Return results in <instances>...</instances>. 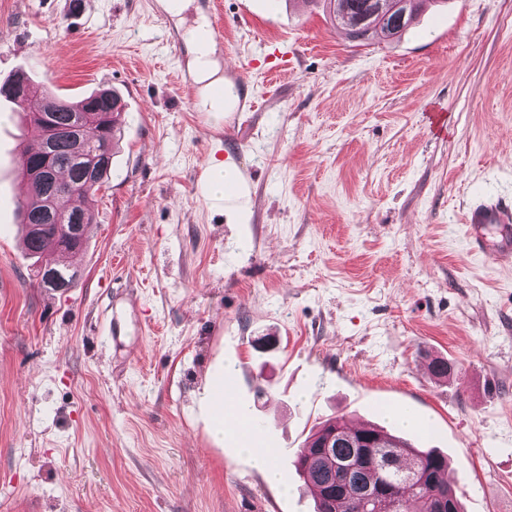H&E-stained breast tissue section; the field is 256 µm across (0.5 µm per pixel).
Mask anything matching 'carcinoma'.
Wrapping results in <instances>:
<instances>
[{"label":"carcinoma","instance_id":"carcinoma-1","mask_svg":"<svg viewBox=\"0 0 512 512\" xmlns=\"http://www.w3.org/2000/svg\"><path fill=\"white\" fill-rule=\"evenodd\" d=\"M346 13L336 16L332 0H324L326 10L336 25L344 28L348 36L364 43L383 33V38L399 37L419 11L421 2L411 8L405 19L394 12L380 27L372 23L357 25L375 7L387 0H344ZM16 94L4 92V87L15 83L10 78L0 84V97L17 102L25 99L31 87L30 77ZM125 104L121 95L102 88L83 99L72 102L55 95L45 96L39 112L50 115L57 129V137L49 155L20 150L23 171L29 164H46V176L56 188L53 207L55 214L70 215L78 208L87 217L88 224L76 243H71L70 232H40L33 225L41 223L46 210L47 188L39 180L29 179L31 196L18 203L25 251L39 263V271H56L64 278L63 288L71 287L77 272L66 264L67 256L81 250L88 240L89 225L94 215L88 199L108 184L112 174V157L116 147L118 125ZM67 199V207L57 205L60 198ZM337 432L336 446L321 448L319 444L332 432ZM297 471L315 503V512H360V502L366 492L374 493L386 477H406L419 474L414 482H403L394 493L377 500V510L384 508L396 512V500L403 502V512H433V502L445 496L451 502L450 512H461V505L449 477L448 458L437 450H421L408 439L392 434L384 428L369 424L352 427L341 418L326 422L311 435L305 447L298 450ZM338 488L335 498H326L328 489Z\"/></svg>","mask_w":512,"mask_h":512}]
</instances>
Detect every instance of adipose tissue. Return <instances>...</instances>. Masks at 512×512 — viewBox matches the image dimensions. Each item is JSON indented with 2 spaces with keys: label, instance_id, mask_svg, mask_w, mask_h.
<instances>
[{
  "label": "adipose tissue",
  "instance_id": "obj_1",
  "mask_svg": "<svg viewBox=\"0 0 512 512\" xmlns=\"http://www.w3.org/2000/svg\"><path fill=\"white\" fill-rule=\"evenodd\" d=\"M207 24L206 17L196 15L186 28L184 37L193 53L199 105L205 111L221 115L224 114L226 106L223 99L214 96L213 90L216 86L223 84L224 68L214 43L201 41L197 37L198 31Z\"/></svg>",
  "mask_w": 512,
  "mask_h": 512
}]
</instances>
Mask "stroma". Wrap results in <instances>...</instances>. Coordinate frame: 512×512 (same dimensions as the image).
I'll return each instance as SVG.
<instances>
[{
    "label": "stroma",
    "mask_w": 512,
    "mask_h": 512,
    "mask_svg": "<svg viewBox=\"0 0 512 512\" xmlns=\"http://www.w3.org/2000/svg\"><path fill=\"white\" fill-rule=\"evenodd\" d=\"M218 2V54L256 95L243 140L184 99L165 0H0V82L125 102L78 276L53 291L21 242L24 117L0 100V512H313L298 449L333 416L384 424L380 404L430 422L402 433L448 456L464 512H512V257L469 253L463 225L512 195V0H432L368 46L302 0ZM213 157L251 187L240 217L203 193ZM433 357L454 374H423ZM225 374L281 482L214 433Z\"/></svg>",
    "instance_id": "stroma-1"
}]
</instances>
